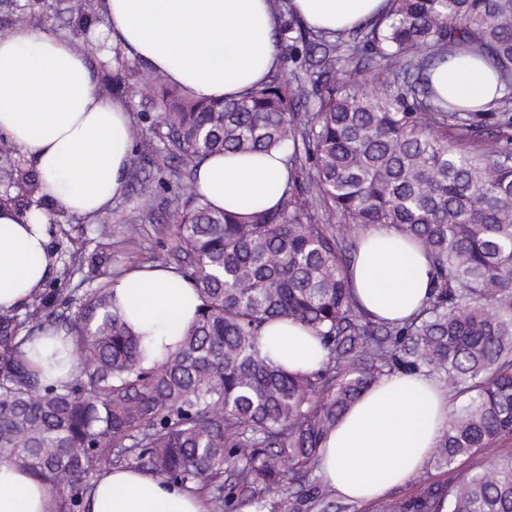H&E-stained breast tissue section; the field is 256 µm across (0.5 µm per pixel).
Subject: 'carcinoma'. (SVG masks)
<instances>
[{
  "mask_svg": "<svg viewBox=\"0 0 512 512\" xmlns=\"http://www.w3.org/2000/svg\"><path fill=\"white\" fill-rule=\"evenodd\" d=\"M389 2L385 16L336 32L285 20L275 3V37L296 68L288 84L273 79L240 100L198 101L154 73L145 90L158 96L162 143L177 165L157 180L134 165L132 177L143 195L165 185L171 202L184 200L174 251L154 262H178L201 302L196 321L147 367L142 337L112 311L107 281L78 301L41 288L0 312V464L55 486L59 512H81L103 467L131 459L218 502L228 476L258 512L284 486L292 512H343L335 491L309 482L318 450L363 391L397 373L436 378L465 404L449 407L434 453L445 478L420 477L370 512H512L511 455L478 470L456 465L512 437V137L469 145L479 113L448 104L430 81L448 56L479 55L503 87L494 104L511 129L512 0ZM0 7L21 24L72 11L68 0ZM102 22L81 15L70 42L84 48ZM273 148L287 150L292 168L311 162L326 223L311 222L299 191L271 208L249 203L245 216L183 193L205 157ZM0 179L29 197L41 189L19 156L0 155ZM378 224L415 238L431 260L429 303L403 324L376 319L349 287L351 231ZM60 260L67 277L86 256ZM283 318L320 337L316 371L292 373L262 355L263 326ZM61 322L78 371L50 384L22 345Z\"/></svg>",
  "mask_w": 512,
  "mask_h": 512,
  "instance_id": "obj_1",
  "label": "carcinoma"
}]
</instances>
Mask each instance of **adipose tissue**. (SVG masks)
<instances>
[{
    "instance_id": "adipose-tissue-1",
    "label": "adipose tissue",
    "mask_w": 512,
    "mask_h": 512,
    "mask_svg": "<svg viewBox=\"0 0 512 512\" xmlns=\"http://www.w3.org/2000/svg\"><path fill=\"white\" fill-rule=\"evenodd\" d=\"M309 26L333 31L384 13L388 0H291ZM113 45L198 100L240 99L279 64L272 0H102ZM449 103L479 109L497 95L492 70L458 53L432 75ZM0 135L26 154L57 209L92 218L126 187L133 145L123 101L94 89L83 54L48 30L23 25L0 35ZM290 181L287 154L226 153L202 161L193 186L214 206H275ZM49 213L0 207V310L20 306L54 271L46 256ZM431 262L408 235L378 225L360 237L352 280L360 304L398 321L417 312L429 292ZM114 310L143 336L153 365L193 323L200 304L172 269L129 267L111 281ZM261 350L291 372L317 369L324 352L314 330L288 319L268 323ZM448 429V391L423 374L382 378L343 414L320 450V475L340 497L368 502L405 485ZM85 512H209L206 498L132 468L101 473L84 496ZM49 484L0 464V512H58Z\"/></svg>"
}]
</instances>
